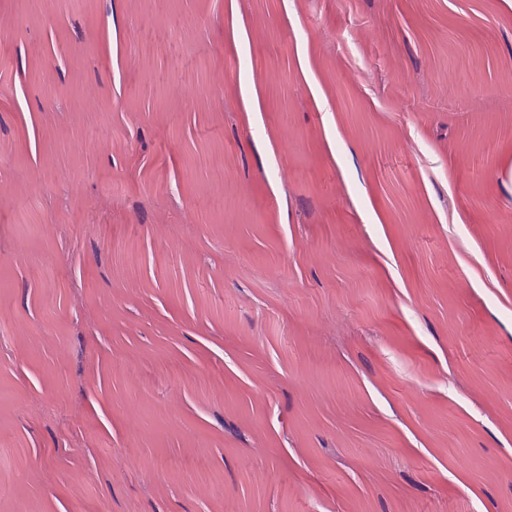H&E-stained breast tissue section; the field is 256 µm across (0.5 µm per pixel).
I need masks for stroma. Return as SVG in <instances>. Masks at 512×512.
<instances>
[{"mask_svg": "<svg viewBox=\"0 0 512 512\" xmlns=\"http://www.w3.org/2000/svg\"><path fill=\"white\" fill-rule=\"evenodd\" d=\"M0 512H512V6L0 0Z\"/></svg>", "mask_w": 512, "mask_h": 512, "instance_id": "1", "label": "stroma"}]
</instances>
